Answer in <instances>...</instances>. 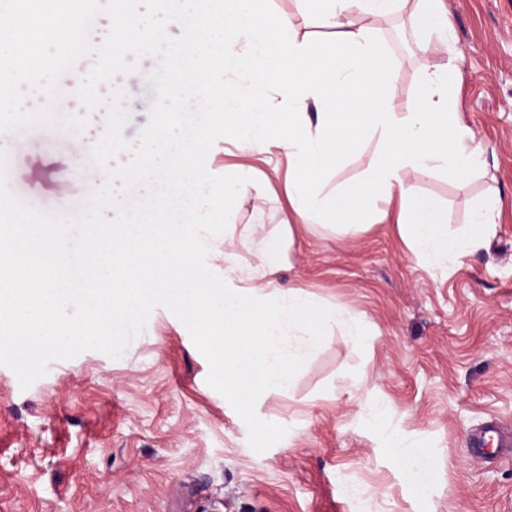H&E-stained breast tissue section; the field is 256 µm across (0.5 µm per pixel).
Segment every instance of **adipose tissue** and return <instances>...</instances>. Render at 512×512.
I'll return each instance as SVG.
<instances>
[{"label":"adipose tissue","instance_id":"1","mask_svg":"<svg viewBox=\"0 0 512 512\" xmlns=\"http://www.w3.org/2000/svg\"><path fill=\"white\" fill-rule=\"evenodd\" d=\"M304 24L336 29L331 42L300 33L288 15L271 13L269 0H161V18L128 11L125 0L112 8L115 47L141 41L146 33L161 34L169 26L186 30L187 41L176 56L178 90H203L206 120L220 116L233 132L241 153L255 150L254 137L269 131L272 146L288 158L284 191L288 209L279 236L249 230L246 242L261 258L257 268L239 265L232 246L224 248V279L215 281L204 262L215 246L201 218L207 200L193 197L191 218L173 215L157 224L112 226L111 238H94L86 274L109 285V292L84 291V324L61 323L57 311L64 297L54 287L56 272L71 259L49 239L39 224L23 225L15 236V251L0 248V311L22 322L20 342L34 352L46 346L64 347L97 331L111 340L116 332L138 326L149 300L163 299L208 339H227L231 346L216 355L229 388L259 396L284 390L295 369L335 323H343L349 341H362L366 329L346 309L317 310L302 291L280 287L276 275L294 230L311 223L333 224L355 236L366 224L367 209L377 199L400 198L401 234L411 251L426 261L448 255V225L436 202L410 197L409 182L434 170L465 179L482 168L484 149L462 115L451 92L461 50L452 38V24L442 0H295ZM410 11L419 27L447 32L439 49L447 63L427 67L413 111L400 114L388 106L387 77L392 61L371 32L355 26L350 16L360 11L385 15ZM209 61L198 72L199 58ZM271 86L288 107L277 131H270V114L253 94V84ZM376 139L375 158L362 176L359 202L339 191L321 195V161L341 162L357 153L365 136ZM209 139L197 134L191 158L166 162L162 150L151 151L129 171L136 181L168 179L162 193L208 184ZM271 186L269 175L238 166L213 186L225 210H232L245 185ZM500 204L488 198L469 216L472 233L459 257L483 247L496 231Z\"/></svg>","mask_w":512,"mask_h":512}]
</instances>
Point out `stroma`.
Instances as JSON below:
<instances>
[{
    "label": "stroma",
    "instance_id": "35a3bbf8",
    "mask_svg": "<svg viewBox=\"0 0 512 512\" xmlns=\"http://www.w3.org/2000/svg\"><path fill=\"white\" fill-rule=\"evenodd\" d=\"M463 52L454 83L486 169L464 180L437 170L410 182L448 222L457 248L468 215L500 195L488 244L463 262L418 259L385 222L354 237L299 228L278 280L324 307L340 305L369 336L341 326L321 336L292 387L241 404L225 390L198 331L163 300L140 331L23 354L0 337V512H512V454L474 457L487 424L512 432V0H443ZM394 61L392 111H412L437 32L409 14L353 13ZM119 76L136 140L155 98L145 75ZM104 110L78 135L7 133L8 184L51 213L75 214L105 182L91 164ZM245 164L286 171L277 153L242 155L216 123L212 182ZM288 206L282 180L246 186L216 234L230 233L242 265L249 225L275 233Z\"/></svg>",
    "mask_w": 512,
    "mask_h": 512
}]
</instances>
